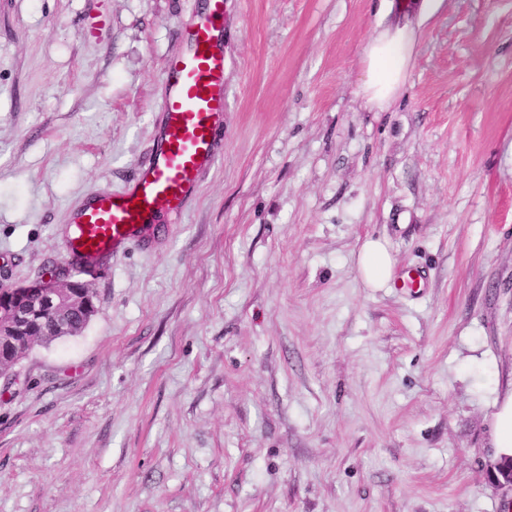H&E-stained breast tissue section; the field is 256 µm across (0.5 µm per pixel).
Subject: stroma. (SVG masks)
<instances>
[{
    "label": "stroma",
    "instance_id": "1",
    "mask_svg": "<svg viewBox=\"0 0 512 512\" xmlns=\"http://www.w3.org/2000/svg\"><path fill=\"white\" fill-rule=\"evenodd\" d=\"M202 4L0 0V285L96 306L0 376V512H512V0H392L420 44L383 112L377 0H224L221 162L150 248L76 264ZM369 238L418 293L364 287ZM494 405L497 407L494 414V448H497L499 457L512 456V384L501 399L496 398Z\"/></svg>",
    "mask_w": 512,
    "mask_h": 512
}]
</instances>
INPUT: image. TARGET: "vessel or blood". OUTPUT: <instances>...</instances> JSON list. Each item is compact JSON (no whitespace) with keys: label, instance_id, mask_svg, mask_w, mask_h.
I'll return each instance as SVG.
<instances>
[{"label":"vessel or blood","instance_id":"1","mask_svg":"<svg viewBox=\"0 0 512 512\" xmlns=\"http://www.w3.org/2000/svg\"><path fill=\"white\" fill-rule=\"evenodd\" d=\"M180 38L183 51L166 62L155 147L122 190L101 189L71 210L65 249L72 258H114L145 240L184 211L222 158L224 0H208Z\"/></svg>","mask_w":512,"mask_h":512}]
</instances>
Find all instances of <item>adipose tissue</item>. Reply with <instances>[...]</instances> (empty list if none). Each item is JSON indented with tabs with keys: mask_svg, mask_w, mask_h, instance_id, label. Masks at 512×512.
<instances>
[{
	"mask_svg": "<svg viewBox=\"0 0 512 512\" xmlns=\"http://www.w3.org/2000/svg\"><path fill=\"white\" fill-rule=\"evenodd\" d=\"M419 33L411 23L377 27L363 57V77L357 95L366 107L384 110L400 94L417 52ZM359 273L370 288L389 281L394 260L378 240L366 241L358 255Z\"/></svg>",
	"mask_w": 512,
	"mask_h": 512,
	"instance_id": "obj_1",
	"label": "adipose tissue"
}]
</instances>
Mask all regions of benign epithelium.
<instances>
[{
	"mask_svg": "<svg viewBox=\"0 0 512 512\" xmlns=\"http://www.w3.org/2000/svg\"><path fill=\"white\" fill-rule=\"evenodd\" d=\"M58 305L74 313L82 309L81 299L58 280L40 281L15 291H0V317L14 322L11 336L0 337V346L8 351L14 346L23 347L27 330L40 315L47 310L54 311ZM488 473L499 485L512 488V457L491 465Z\"/></svg>",
	"mask_w": 512,
	"mask_h": 512,
	"instance_id": "obj_1",
	"label": "benign epithelium"
}]
</instances>
